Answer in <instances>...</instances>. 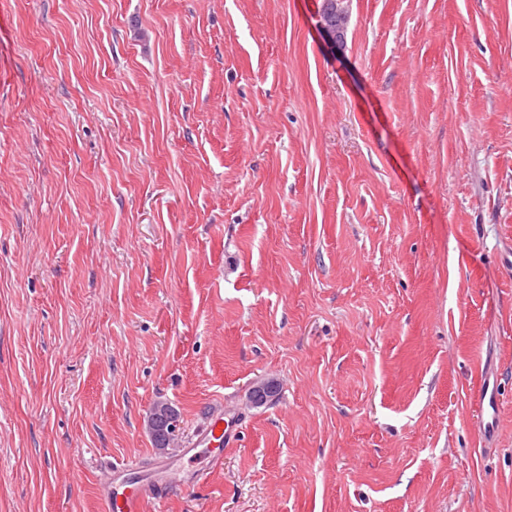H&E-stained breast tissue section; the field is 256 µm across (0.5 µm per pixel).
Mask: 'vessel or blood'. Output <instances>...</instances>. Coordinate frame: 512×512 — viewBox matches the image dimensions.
Wrapping results in <instances>:
<instances>
[{
  "label": "vessel or blood",
  "mask_w": 512,
  "mask_h": 512,
  "mask_svg": "<svg viewBox=\"0 0 512 512\" xmlns=\"http://www.w3.org/2000/svg\"><path fill=\"white\" fill-rule=\"evenodd\" d=\"M236 435L234 426L225 423L223 412L213 413L201 434V440L185 448V457H195L199 444L208 452L223 456L224 448ZM199 478L186 468L183 460L160 462L144 468L139 460L126 461L112 469L104 490L105 512H145L147 503L161 501L171 489L188 488Z\"/></svg>",
  "instance_id": "1"
}]
</instances>
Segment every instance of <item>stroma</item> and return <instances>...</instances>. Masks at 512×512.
Instances as JSON below:
<instances>
[{
  "mask_svg": "<svg viewBox=\"0 0 512 512\" xmlns=\"http://www.w3.org/2000/svg\"><path fill=\"white\" fill-rule=\"evenodd\" d=\"M321 3L0 0V512H512V0ZM322 8L319 13V23H325L329 24L332 21H336V8H340L341 10V17L344 20V24L342 23H336V28H329L325 27L321 24L319 26L323 30V32L327 35V37L335 43H343L345 40V32H346V25L347 17L345 12L341 9L339 4L342 1H336V0H322ZM236 432L234 426L224 422V411L221 410L212 413L201 433V441H192L180 460L160 462L145 469L136 458L112 468L103 494L105 512H144L147 503L160 502L169 490L191 487L202 473L186 468L183 458L195 457L201 444H207V452L222 457L224 446L229 445Z\"/></svg>",
  "mask_w": 512,
  "mask_h": 512,
  "instance_id": "35a3bbf8",
  "label": "stroma"
}]
</instances>
